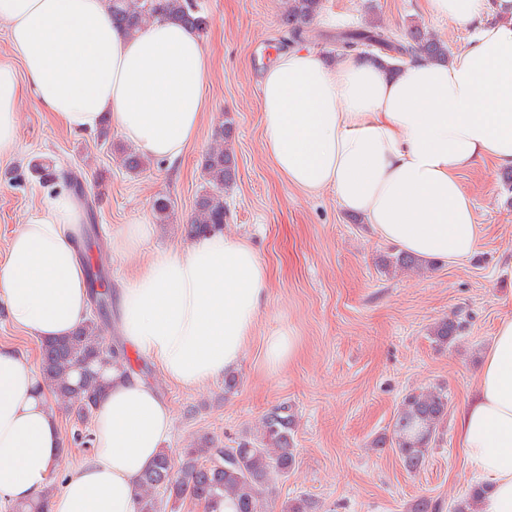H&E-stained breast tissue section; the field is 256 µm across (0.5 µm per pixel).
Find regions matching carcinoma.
<instances>
[{
	"label": "carcinoma",
	"instance_id": "cac0c4a2",
	"mask_svg": "<svg viewBox=\"0 0 512 512\" xmlns=\"http://www.w3.org/2000/svg\"><path fill=\"white\" fill-rule=\"evenodd\" d=\"M112 23L125 33L135 35L157 19H175L201 35L209 27V16L196 10L191 0H107ZM321 10V0H289L280 22L288 42L308 40L311 25ZM336 50L355 53L376 62L383 56L393 59H446L448 45L429 37L417 28L404 37L382 28H353L336 36ZM234 137L230 120L214 132V146L201 158L205 186L196 196L194 213L182 232L187 238L221 229L227 222L228 208L224 192L236 182V159L228 148ZM122 166L139 174L146 161L133 148L121 149ZM32 169L44 183L58 178L57 168L49 162H36ZM413 257L394 251L381 260V269L418 268ZM88 288L98 316L90 317L71 335L40 343L41 376L52 389L57 402L79 421H86L97 408L105 390L101 368L110 364L129 366L126 351L102 335L99 322L112 304V284L103 272V257L87 264ZM460 322L444 318L431 329L432 340L440 346L452 345ZM448 418V394L441 389H424L406 395L394 416L390 437L378 444L395 448L406 470H421ZM295 417L287 405H279L261 420L254 437L242 440L234 448H222L213 438L203 435L196 447L187 448L180 459L164 449L141 476L138 485L139 512H160L161 503L176 510L187 499L202 505L204 512H221L224 500L236 505V512H260L274 501L276 484L295 466ZM279 512H313L306 497L287 500Z\"/></svg>",
	"mask_w": 512,
	"mask_h": 512
}]
</instances>
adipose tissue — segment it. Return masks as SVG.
I'll use <instances>...</instances> for the list:
<instances>
[{"mask_svg": "<svg viewBox=\"0 0 512 512\" xmlns=\"http://www.w3.org/2000/svg\"><path fill=\"white\" fill-rule=\"evenodd\" d=\"M431 15L472 28L448 60L325 62L281 53L260 81L263 146L307 193L334 189L340 207L425 264L474 253L481 226L461 172L512 167V0H427ZM17 63L0 62V158L18 147L30 92L68 132L111 120L148 160L173 164L197 137L209 66L198 36L158 20L137 36L112 25L105 0H0ZM81 214L66 193L21 225L0 261V304L41 340L69 335L90 298L79 261ZM269 271L242 238L215 232L139 268L118 294L120 334L173 383L194 387L235 370L259 327ZM93 418V450L61 483L62 431L39 372L0 346V503L45 499L47 512H138V481L171 434L156 388L126 369ZM478 512H512V318L499 323L456 419Z\"/></svg>", "mask_w": 512, "mask_h": 512, "instance_id": "obj_1", "label": "adipose tissue"}]
</instances>
